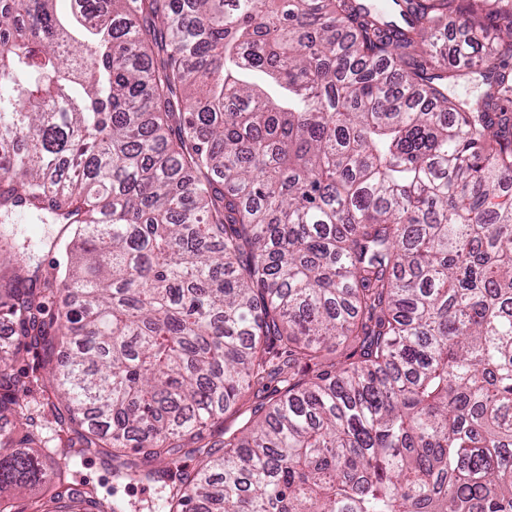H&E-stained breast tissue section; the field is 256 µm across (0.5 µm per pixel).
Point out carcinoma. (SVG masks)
Wrapping results in <instances>:
<instances>
[{
    "mask_svg": "<svg viewBox=\"0 0 512 512\" xmlns=\"http://www.w3.org/2000/svg\"><path fill=\"white\" fill-rule=\"evenodd\" d=\"M55 2L0 0V319L77 437L1 436L0 489L512 512V0ZM450 14L473 102L443 91ZM22 220L61 225L45 275ZM22 391L0 357V416ZM79 470L84 481L96 486L103 493L112 485L111 474L106 470L99 456L88 454L85 463L79 467ZM159 488L154 484L131 482L118 488V495L137 505V508L147 506L158 495Z\"/></svg>",
    "mask_w": 512,
    "mask_h": 512,
    "instance_id": "obj_1",
    "label": "carcinoma"
}]
</instances>
